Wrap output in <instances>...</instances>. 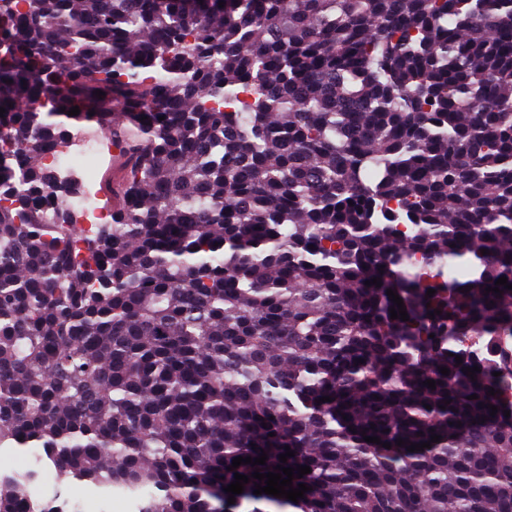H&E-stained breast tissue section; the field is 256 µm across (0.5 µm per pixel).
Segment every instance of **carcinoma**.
I'll list each match as a JSON object with an SVG mask.
<instances>
[{
  "label": "carcinoma",
  "instance_id": "obj_1",
  "mask_svg": "<svg viewBox=\"0 0 512 512\" xmlns=\"http://www.w3.org/2000/svg\"><path fill=\"white\" fill-rule=\"evenodd\" d=\"M0 108V449L137 512H512V0H0ZM72 121L126 157L88 230ZM85 126L92 125H78L71 129L74 133L69 132L59 139L46 163L64 174L65 178L76 177L81 190L70 197L67 204L72 211L83 214L81 224H103L108 219L107 211L99 205L98 197L92 190L86 162L104 154L105 148L112 151V143L103 139V134L95 127Z\"/></svg>",
  "mask_w": 512,
  "mask_h": 512
}]
</instances>
